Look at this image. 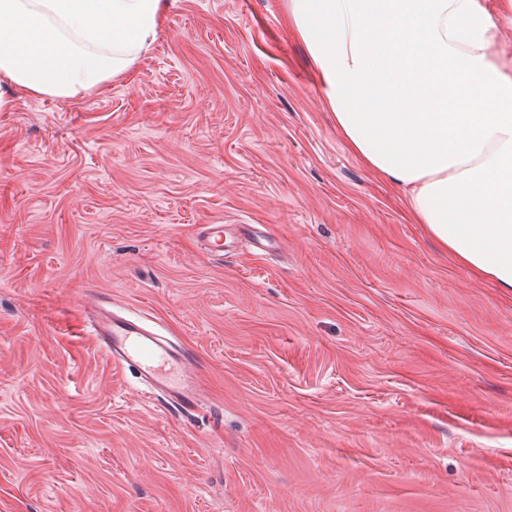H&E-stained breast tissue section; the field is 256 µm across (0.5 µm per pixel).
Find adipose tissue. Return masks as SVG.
<instances>
[{
	"label": "adipose tissue",
	"instance_id": "obj_1",
	"mask_svg": "<svg viewBox=\"0 0 512 512\" xmlns=\"http://www.w3.org/2000/svg\"><path fill=\"white\" fill-rule=\"evenodd\" d=\"M165 0H0V85L77 97L127 72ZM512 0H288L349 149L413 223L512 291Z\"/></svg>",
	"mask_w": 512,
	"mask_h": 512
}]
</instances>
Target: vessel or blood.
I'll return each mask as SVG.
<instances>
[{"mask_svg":"<svg viewBox=\"0 0 512 512\" xmlns=\"http://www.w3.org/2000/svg\"><path fill=\"white\" fill-rule=\"evenodd\" d=\"M99 346L120 368H132L140 382L171 409L198 408L205 378L193 351L175 345L138 318L123 317L97 304L90 321Z\"/></svg>","mask_w":512,"mask_h":512,"instance_id":"vessel-or-blood-1","label":"vessel or blood"}]
</instances>
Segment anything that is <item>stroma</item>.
Instances as JSON below:
<instances>
[{"instance_id": "35a3bbf8", "label": "stroma", "mask_w": 512, "mask_h": 512, "mask_svg": "<svg viewBox=\"0 0 512 512\" xmlns=\"http://www.w3.org/2000/svg\"><path fill=\"white\" fill-rule=\"evenodd\" d=\"M168 2L103 86L0 89V512H512V292L348 149L288 0ZM98 296L199 355L193 414ZM99 346L122 369H134L140 382L171 409L199 407L205 378L193 351L175 345L139 318L123 317L98 302L90 319Z\"/></svg>"}]
</instances>
